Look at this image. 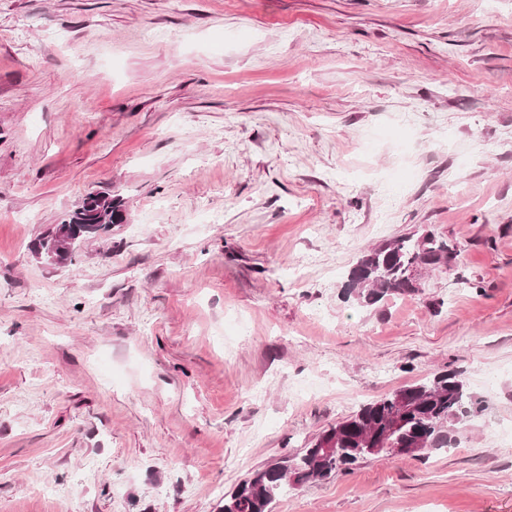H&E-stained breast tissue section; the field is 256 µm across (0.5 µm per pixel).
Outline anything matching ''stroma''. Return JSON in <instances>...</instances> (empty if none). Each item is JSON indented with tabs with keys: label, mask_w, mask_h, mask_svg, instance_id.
Listing matches in <instances>:
<instances>
[{
	"label": "stroma",
	"mask_w": 512,
	"mask_h": 512,
	"mask_svg": "<svg viewBox=\"0 0 512 512\" xmlns=\"http://www.w3.org/2000/svg\"><path fill=\"white\" fill-rule=\"evenodd\" d=\"M92 191L125 223L38 259ZM426 231L458 268L344 302ZM448 370L456 449L272 512H512V0H0V512H221ZM458 253L457 246L429 232L417 238L399 237L366 250L348 272L345 299L372 306L388 296L413 293L418 290L413 277L416 269L453 267Z\"/></svg>",
	"instance_id": "obj_1"
}]
</instances>
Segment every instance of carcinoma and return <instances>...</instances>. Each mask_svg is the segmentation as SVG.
Instances as JSON below:
<instances>
[{"instance_id": "carcinoma-1", "label": "carcinoma", "mask_w": 512, "mask_h": 512, "mask_svg": "<svg viewBox=\"0 0 512 512\" xmlns=\"http://www.w3.org/2000/svg\"><path fill=\"white\" fill-rule=\"evenodd\" d=\"M86 197L96 199L95 205H78L35 243L55 256L57 266L74 258V250L65 247L67 226H76L87 240L124 221L120 196L90 192ZM457 257V246L432 233L399 237L360 255L348 272L345 299L372 306L388 296L413 293L418 290L415 270L453 267ZM485 410L484 401L468 392L460 374L438 373L361 405L324 430L301 453L253 470L225 497L223 512H272L271 504L286 487L349 472L372 456L370 448L400 447L413 438L422 440L423 452L451 448L458 430ZM331 441L340 452L326 451Z\"/></svg>"}]
</instances>
